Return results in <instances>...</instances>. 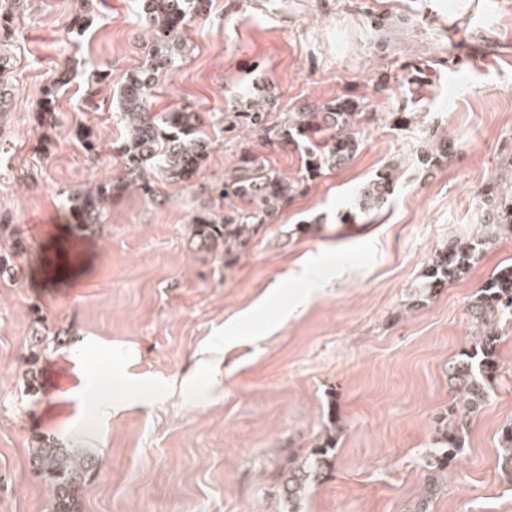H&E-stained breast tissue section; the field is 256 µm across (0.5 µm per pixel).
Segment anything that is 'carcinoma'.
I'll return each instance as SVG.
<instances>
[{"label": "carcinoma", "instance_id": "carcinoma-1", "mask_svg": "<svg viewBox=\"0 0 512 512\" xmlns=\"http://www.w3.org/2000/svg\"><path fill=\"white\" fill-rule=\"evenodd\" d=\"M210 0H142V17L148 30L145 49L147 61L126 73L120 88L122 110L119 122L124 135L117 146L122 158L121 176L108 184L67 194V215L73 219L77 236L94 234L101 226L109 200L129 188L150 199L156 198L153 175L161 174L168 182L181 186L192 184L200 175L213 150L204 131L205 117L190 103L167 112H155V77L168 69L184 47V33L191 19L204 15ZM66 72L47 84L42 92L44 111H54ZM275 94L251 105L247 112H223L224 129L232 131L244 125L258 135L263 144L273 147H300L305 152L306 175L289 180L271 171L248 148H242L240 166L221 185L210 188L219 205L204 206L191 215L187 229L190 244L197 252L224 257V268H232L241 251L261 229L272 223L280 208L302 192V181L312 180L326 171L347 165L360 145V113L349 100L336 103L307 104L277 122L268 120ZM398 167L388 165L364 183L357 193V213L368 214L380 208L394 193ZM247 201L250 208L236 206ZM485 206L484 224L478 234L453 238L439 251L412 287L414 295L423 296L443 287L466 273L478 259L480 250L503 233L512 236V193L498 194L496 182L482 190ZM473 334L469 346L448 366V383L455 399L469 412L480 410L488 401L500 370L498 363L499 324L512 318V264L501 267L485 286L478 289L468 305ZM64 340L41 331L32 336L36 352L26 359L27 389L34 394L37 385L39 353L57 348ZM452 407L449 421L437 429L436 447L426 453L428 469L444 472L464 452L463 424L456 423ZM342 431L336 413L328 414L323 442L303 463L295 459L280 474L281 496L290 505L297 502L308 487L313 473L327 464L328 450L336 448ZM33 464L52 488L50 512H77L86 473L98 465V458L54 438L35 440ZM499 462L507 477H512V426L503 429Z\"/></svg>", "mask_w": 512, "mask_h": 512}]
</instances>
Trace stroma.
Masks as SVG:
<instances>
[{"mask_svg": "<svg viewBox=\"0 0 512 512\" xmlns=\"http://www.w3.org/2000/svg\"><path fill=\"white\" fill-rule=\"evenodd\" d=\"M84 0H26L0 27V512H48L50 488L30 458L53 437L99 459L80 512H283L279 473L322 439L328 410L342 431L297 512H410L429 478V512H512L498 464L512 425V319L499 327L500 376L467 416L466 451L432 475L425 455L453 404L448 365L469 344L468 304L504 264L512 236L485 246L469 271L422 299L409 289L449 239L484 219L481 191H512V0H212L186 29L184 53L157 78L158 112L244 110L275 93L274 113L349 100L362 144L345 167L309 181L240 255L194 252L186 226L251 141L267 167L296 179L304 157L211 125L215 150L196 183L159 184L109 202L102 230L73 236L65 190L117 177L113 146L125 74L145 61L139 0H101L84 34ZM85 12V11H84ZM466 56L479 69H450ZM108 72L98 111L84 105L86 63ZM71 83L53 114L42 90ZM91 127L89 158L76 140ZM448 153L415 163L428 141ZM402 163L394 195L351 218L359 186ZM316 224L300 234L296 225ZM31 245L13 253V238ZM55 266L59 273L46 278ZM71 339L43 353L38 387L24 362L40 327ZM94 382L105 403L82 390Z\"/></svg>", "mask_w": 512, "mask_h": 512, "instance_id": "obj_1", "label": "stroma"}]
</instances>
